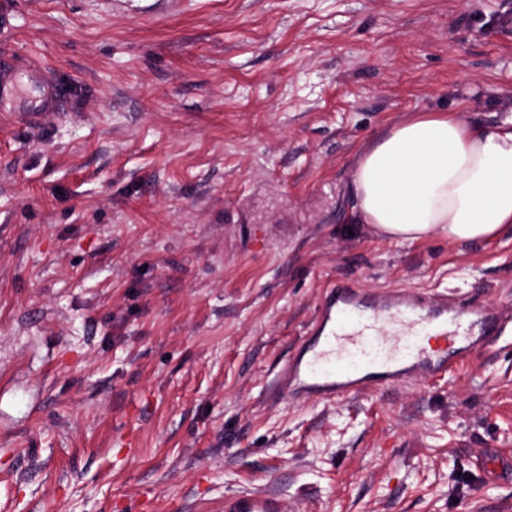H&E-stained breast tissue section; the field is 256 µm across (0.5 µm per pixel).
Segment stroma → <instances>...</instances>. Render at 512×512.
Listing matches in <instances>:
<instances>
[{"mask_svg":"<svg viewBox=\"0 0 512 512\" xmlns=\"http://www.w3.org/2000/svg\"><path fill=\"white\" fill-rule=\"evenodd\" d=\"M68 93L0 111V512H512V332L435 382L272 397L323 290L512 306V231L379 239L351 175L389 125L512 116V0H0ZM27 73L32 80L43 83L46 86L47 91L40 107L36 111L19 112L17 117L25 123L36 124L41 122L49 112H56L59 110L62 106L63 100L57 86L54 87L47 84L39 70L29 69L27 70ZM476 465L483 470L490 481H495L510 463L512 456L495 449H483L475 456ZM283 499L268 492L238 493L224 496V512H286Z\"/></svg>","mask_w":512,"mask_h":512,"instance_id":"stroma-1","label":"stroma"}]
</instances>
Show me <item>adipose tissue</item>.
I'll return each mask as SVG.
<instances>
[{"label": "adipose tissue", "instance_id": "adipose-tissue-1", "mask_svg": "<svg viewBox=\"0 0 512 512\" xmlns=\"http://www.w3.org/2000/svg\"><path fill=\"white\" fill-rule=\"evenodd\" d=\"M356 221L386 240L488 241L512 229V117L486 127L457 113L390 126L352 173Z\"/></svg>", "mask_w": 512, "mask_h": 512}]
</instances>
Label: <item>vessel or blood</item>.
Returning a JSON list of instances; mask_svg holds the SVG:
<instances>
[{
  "instance_id": "1",
  "label": "vessel or blood",
  "mask_w": 512,
  "mask_h": 512,
  "mask_svg": "<svg viewBox=\"0 0 512 512\" xmlns=\"http://www.w3.org/2000/svg\"><path fill=\"white\" fill-rule=\"evenodd\" d=\"M62 103L58 88L48 87L40 107L20 118L39 123ZM510 326L512 308L491 311L471 300L407 289L369 296L340 280L322 292L312 325L272 392L292 401L333 404L403 381L433 380L486 351ZM475 461L493 481L512 456L483 449ZM224 512H287V507L272 493H238L225 496Z\"/></svg>"
}]
</instances>
